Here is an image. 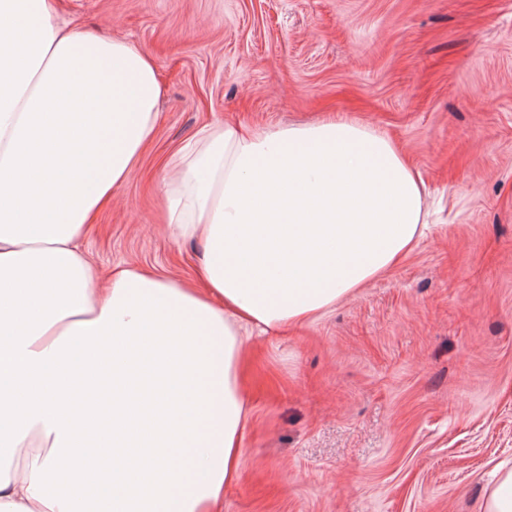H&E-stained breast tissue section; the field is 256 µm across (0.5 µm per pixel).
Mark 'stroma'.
<instances>
[{
	"label": "stroma",
	"instance_id": "35a3bbf8",
	"mask_svg": "<svg viewBox=\"0 0 512 512\" xmlns=\"http://www.w3.org/2000/svg\"><path fill=\"white\" fill-rule=\"evenodd\" d=\"M151 55L133 177L82 239L101 271L191 278L158 227L162 161L200 127L330 113L393 138L425 184L416 247L312 322L254 336L244 467L224 512H482L512 468V0H54Z\"/></svg>",
	"mask_w": 512,
	"mask_h": 512
}]
</instances>
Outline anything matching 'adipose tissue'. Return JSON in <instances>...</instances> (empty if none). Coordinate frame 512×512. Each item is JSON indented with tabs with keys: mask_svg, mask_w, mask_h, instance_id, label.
Here are the masks:
<instances>
[{
	"mask_svg": "<svg viewBox=\"0 0 512 512\" xmlns=\"http://www.w3.org/2000/svg\"><path fill=\"white\" fill-rule=\"evenodd\" d=\"M160 96L132 44L70 31L53 0H0V512H224L250 330L320 315L417 240L420 176L360 119L206 126L163 183V229L201 242L205 288L98 275L79 239ZM21 448L43 454L16 475Z\"/></svg>",
	"mask_w": 512,
	"mask_h": 512,
	"instance_id": "obj_1",
	"label": "adipose tissue"
}]
</instances>
